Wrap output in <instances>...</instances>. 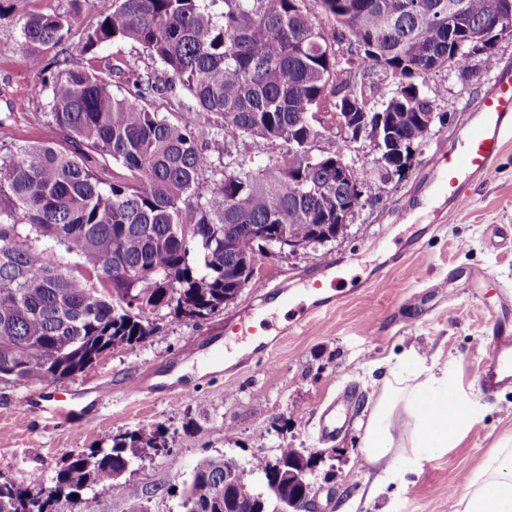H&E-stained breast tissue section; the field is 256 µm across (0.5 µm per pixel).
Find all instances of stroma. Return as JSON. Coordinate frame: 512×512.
<instances>
[{"label":"stroma","instance_id":"1","mask_svg":"<svg viewBox=\"0 0 512 512\" xmlns=\"http://www.w3.org/2000/svg\"><path fill=\"white\" fill-rule=\"evenodd\" d=\"M111 3L0 0V157L28 143L66 145L49 116V91L41 90L37 70L21 59L26 17L79 13L80 27L43 57L95 70L111 79L117 94H125L127 85L113 76V66L156 69V62L131 43H108L78 55L86 29ZM489 80L484 56L476 50L470 51L467 68L448 65L425 77L422 89L442 123L412 151L404 174L384 183L378 199L356 210L347 232L329 247L258 258L261 288L244 289L234 303L200 321L180 320L165 310L153 314L156 336L112 348L83 372L45 390L34 404L26 402L34 386L0 384V481L25 486L36 475L44 486H53L70 454L110 448L121 432L149 434L161 427L168 440L161 453L135 461L109 494L87 489L77 501L57 502L55 512H129L135 504L143 512H182L184 488L204 459L226 455L245 463L287 443L322 450L320 415L349 388L355 397L331 443L342 460L320 464L310 478L315 512H458L466 478L504 439H512V387L489 395L480 385L494 320L512 323V139L471 187L464 212L428 199L425 178L428 159L456 144L469 107ZM148 108L179 124L217 122L192 111L188 93L180 88L153 99ZM206 151L253 171L263 169L274 154L224 130L208 141ZM410 238L417 242L412 252L404 249ZM329 257L340 262V302L303 328L289 329L284 311L270 308L264 287L302 294ZM478 270L485 280H473ZM382 273L389 287L364 300L360 288ZM243 320L280 336L271 355L207 374L191 395L163 399L131 390V382L146 372L164 375L182 365H202L206 345ZM413 350L435 368H447L475 407L456 447L420 459L401 451L392 459L397 477L385 483L361 454L363 428L390 364ZM93 387L105 392V401L77 413L81 431H72V421L45 414L48 399L79 404ZM229 428L234 431L230 439L225 436Z\"/></svg>","mask_w":512,"mask_h":512}]
</instances>
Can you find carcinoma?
Returning a JSON list of instances; mask_svg holds the SVG:
<instances>
[{
  "label": "carcinoma",
  "instance_id": "cac0c4a2",
  "mask_svg": "<svg viewBox=\"0 0 512 512\" xmlns=\"http://www.w3.org/2000/svg\"><path fill=\"white\" fill-rule=\"evenodd\" d=\"M112 0L85 33L79 53L103 43L133 42L162 72L124 74L128 95L80 65L42 60L44 48L78 27V15H36L21 27L22 60L51 89L50 118L72 149L24 144L0 158V383L56 385L82 372L109 344L134 346L155 335L149 316L169 310L205 318L224 307V289L239 282L245 261L262 253L257 232L279 228L315 238L324 226L336 237V207L380 197V183L401 176L393 159L381 175L356 168L363 196L336 180V157L307 149L315 112H409L394 126L405 154L430 136L433 102L414 80L450 63L467 65L459 29H481L501 18L500 0ZM391 73L367 97L350 78ZM178 80L196 112L280 153L261 170L214 164L203 145L214 127L174 124L144 102ZM115 164L112 178L100 161ZM36 236L78 258L81 273L51 262ZM166 432L128 431L112 447L72 455L52 487L0 482V512H52L60 496L91 486L101 495L135 460L166 447ZM322 459L281 446L237 466L236 512H275L291 495L311 490L288 475ZM225 458L194 470L184 512H224Z\"/></svg>",
  "mask_w": 512,
  "mask_h": 512
}]
</instances>
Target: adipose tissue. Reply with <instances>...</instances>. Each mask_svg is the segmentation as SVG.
<instances>
[{
  "label": "adipose tissue",
  "mask_w": 512,
  "mask_h": 512,
  "mask_svg": "<svg viewBox=\"0 0 512 512\" xmlns=\"http://www.w3.org/2000/svg\"><path fill=\"white\" fill-rule=\"evenodd\" d=\"M472 404L447 370L420 368L403 375L391 368L367 420L361 453L382 465L400 449L434 454L454 447L464 433ZM460 512H512V441L505 442L468 479Z\"/></svg>",
  "instance_id": "1"
}]
</instances>
